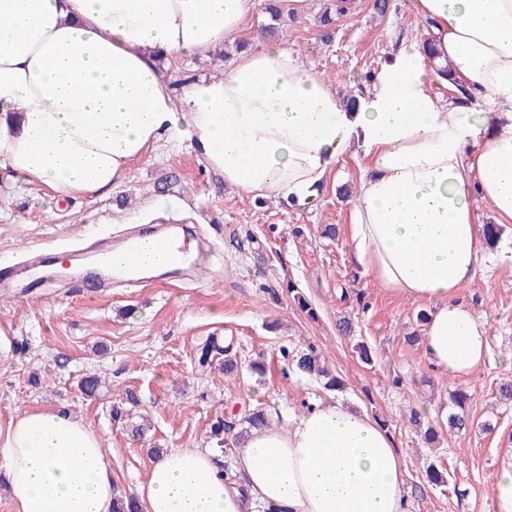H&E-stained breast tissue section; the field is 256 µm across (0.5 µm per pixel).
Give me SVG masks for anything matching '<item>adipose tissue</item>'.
<instances>
[{
    "mask_svg": "<svg viewBox=\"0 0 512 512\" xmlns=\"http://www.w3.org/2000/svg\"><path fill=\"white\" fill-rule=\"evenodd\" d=\"M256 0H0V168L55 197L95 198L161 141H188L227 186L299 203L352 151L364 160L343 244L386 293L428 306L423 351L469 379L489 358L487 317L461 292L484 266L480 195L512 223V0H407L433 53L397 54L356 109L283 44L243 50L220 78L172 93L161 59L208 52L250 27ZM473 109L431 92L436 70ZM14 512H112L101 438L60 411L0 428ZM143 512H407L406 468L386 428L339 399L236 446L172 448L140 488Z\"/></svg>",
    "mask_w": 512,
    "mask_h": 512,
    "instance_id": "obj_1",
    "label": "adipose tissue"
}]
</instances>
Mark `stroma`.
<instances>
[{
  "label": "stroma",
  "instance_id": "obj_1",
  "mask_svg": "<svg viewBox=\"0 0 512 512\" xmlns=\"http://www.w3.org/2000/svg\"><path fill=\"white\" fill-rule=\"evenodd\" d=\"M373 3L356 0L327 39L321 19L332 0H305L279 40L322 74L338 97L364 96L370 89L362 79L366 71H379L420 42L406 0H390L383 15ZM231 63L214 49L193 58L172 56L165 65L177 82L222 76ZM358 176V160L348 159L316 200L295 207L227 187L188 143L163 142L148 160L132 164L111 194L94 200L54 203L43 186L1 191L0 262L20 263L37 247L76 245L169 214L198 225L212 283L199 286L185 275L86 297L63 275L47 300L0 294V331L12 339L0 352V426L24 410H68L102 437L118 489L136 494L155 462L152 446L211 449L210 425L217 417L233 420L258 401L274 415L329 399L319 381L298 374L281 356L282 350L311 346L343 378L340 398L384 424L400 449L408 512H491V478L512 450V402L498 394L500 382L512 379V369L501 362L512 353V268L479 271L463 292L477 313L489 316L491 360L466 382L477 394L470 430L427 446L402 419L424 405L447 407L448 380L429 368L421 346L405 341L419 328L418 304L386 294L357 272L342 239L320 234L323 225L347 224L351 202L336 189ZM296 226L303 235L293 234ZM290 280L315 317L288 294ZM343 320L371 347V364L362 363L353 339L339 333ZM213 336L263 361L265 375L229 380L219 369L201 370L196 350ZM89 373L105 383L100 396H85L78 387ZM129 389L138 396V413L151 421L141 439L111 416L113 402ZM432 463L449 472L448 486L430 481L426 468Z\"/></svg>",
  "mask_w": 512,
  "mask_h": 512
}]
</instances>
